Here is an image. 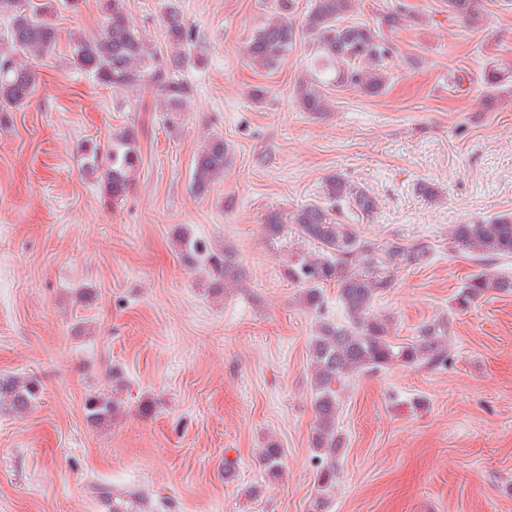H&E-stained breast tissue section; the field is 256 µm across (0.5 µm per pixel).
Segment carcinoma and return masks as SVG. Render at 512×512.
Masks as SVG:
<instances>
[{
  "instance_id": "cac0c4a2",
  "label": "carcinoma",
  "mask_w": 512,
  "mask_h": 512,
  "mask_svg": "<svg viewBox=\"0 0 512 512\" xmlns=\"http://www.w3.org/2000/svg\"><path fill=\"white\" fill-rule=\"evenodd\" d=\"M359 0H310L299 22L290 20L296 0H269L268 18L258 26L245 44V56L267 71L279 68L297 38L306 36L313 47L308 76L297 85L298 105L303 112L322 114L330 99L322 88L330 84L355 87L363 94H383L390 80V62L396 53L393 42L366 24L352 23ZM448 12L457 16L469 30L484 28V0H447ZM79 0H0V16L8 19L3 43L29 54L50 51L57 30L47 16L59 9L76 10ZM106 22L92 39H77L71 44L75 66L100 84L125 90L151 81L172 105L189 95L178 75L191 63L188 53L190 31L177 0H169L163 24L166 38L174 49L166 66L154 64V53L143 43L126 12L124 0H103ZM419 21V17L400 9L386 12L381 27L395 31ZM482 83L490 93L485 109L495 111L500 102L496 90L505 83L501 71L492 67L482 74ZM34 72L16 62L11 52L0 51V112H12L29 101L35 92ZM88 166L100 174L108 199L118 201L131 188L140 166L138 142L131 131L109 138L106 148L84 147ZM230 152L224 139L214 137L199 151L194 161L191 189L201 195L224 176ZM326 205L310 204L293 214V223L302 233L320 243L318 258L299 257L284 270L289 281L302 288V299L312 311L322 308L321 287L335 282L339 298L347 312L344 323L323 322L311 340L313 366V409L316 425L312 436L316 458L317 490L325 492L336 485V454L342 451L336 420L339 412V386L355 374L376 372L393 365L437 366L448 361L443 336L434 326H426L408 342L392 341L384 320L376 315L373 302L378 293L390 287L383 273L359 272L352 268L359 239L345 224L331 217L330 211L348 206L361 214L374 211L371 194L339 175L325 181ZM453 239L481 262L512 258V215H498L472 223L456 224ZM183 258L191 263H207L214 287L241 277L237 258L230 250L217 257L208 252L204 241L191 235L181 237ZM389 262L422 261L428 256L423 246L393 245L387 251ZM492 291H512V277L490 273L485 268L470 275L456 297L460 308L471 306ZM40 398V384L31 377L0 379V403L17 413L29 410ZM87 417L95 422L112 418L116 406L110 398L93 395L85 401ZM261 461L274 476L283 468V454L273 441L262 449Z\"/></svg>"
}]
</instances>
